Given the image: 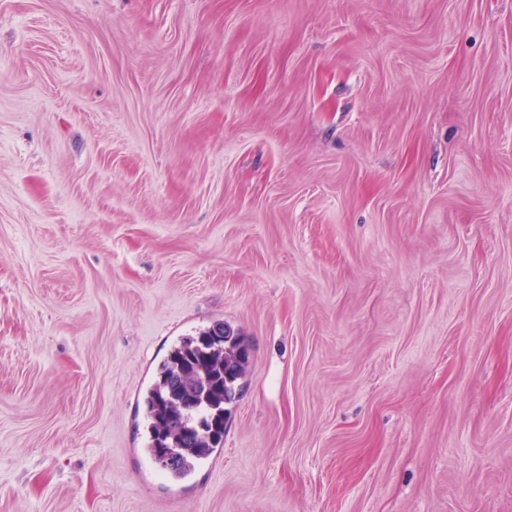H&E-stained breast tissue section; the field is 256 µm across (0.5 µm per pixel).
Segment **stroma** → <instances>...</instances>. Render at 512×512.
<instances>
[{
    "label": "stroma",
    "mask_w": 512,
    "mask_h": 512,
    "mask_svg": "<svg viewBox=\"0 0 512 512\" xmlns=\"http://www.w3.org/2000/svg\"><path fill=\"white\" fill-rule=\"evenodd\" d=\"M0 512H512V0H0ZM181 337L160 365L144 395L149 420L145 451L168 473L195 469L224 444V405L236 395L238 381L249 369L245 336L218 323ZM185 405H192L184 410ZM173 462V463H172ZM172 463V464H171Z\"/></svg>",
    "instance_id": "stroma-1"
}]
</instances>
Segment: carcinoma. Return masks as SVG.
Masks as SVG:
<instances>
[{
  "mask_svg": "<svg viewBox=\"0 0 512 512\" xmlns=\"http://www.w3.org/2000/svg\"><path fill=\"white\" fill-rule=\"evenodd\" d=\"M246 337L228 325L209 326L173 345L144 395L149 420L145 451L170 456L166 470L189 472L224 444V405L249 369Z\"/></svg>",
  "mask_w": 512,
  "mask_h": 512,
  "instance_id": "1",
  "label": "carcinoma"
}]
</instances>
